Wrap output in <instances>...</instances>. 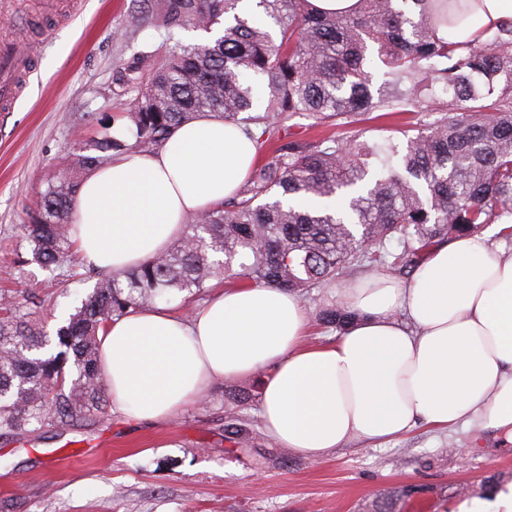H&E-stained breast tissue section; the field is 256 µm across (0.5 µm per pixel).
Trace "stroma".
I'll use <instances>...</instances> for the list:
<instances>
[{
  "label": "stroma",
  "instance_id": "stroma-1",
  "mask_svg": "<svg viewBox=\"0 0 512 512\" xmlns=\"http://www.w3.org/2000/svg\"><path fill=\"white\" fill-rule=\"evenodd\" d=\"M133 0H0V44L32 50L18 72L22 95L0 112V296L36 297L41 324L55 332L90 292L72 272V255L51 267L29 259L22 226L72 148L93 144L100 120L128 99L115 83L134 51L159 49L148 26L132 47L115 37ZM248 395L252 429L257 379L219 381L197 406L169 421L140 424L106 407L74 427L0 438V512H461L474 497L493 499L512 485V443L476 429L419 426L398 439L351 440L314 461L271 446L254 468L224 439L228 392Z\"/></svg>",
  "mask_w": 512,
  "mask_h": 512
}]
</instances>
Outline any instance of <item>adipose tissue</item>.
<instances>
[{
  "mask_svg": "<svg viewBox=\"0 0 512 512\" xmlns=\"http://www.w3.org/2000/svg\"><path fill=\"white\" fill-rule=\"evenodd\" d=\"M510 22L512 0H483L448 38ZM259 155L240 127L206 116L154 152L91 170L74 202L84 262L121 272L165 250L187 214L238 193ZM339 292L358 317L320 346L305 341L311 309L274 287L218 290L188 318L160 305L114 319L98 333L112 404L127 420L159 423L219 380L258 375L263 434L312 460L422 424L512 441V253L460 237L431 246L407 281L382 273Z\"/></svg>",
  "mask_w": 512,
  "mask_h": 512,
  "instance_id": "ef3b65f1",
  "label": "adipose tissue"
}]
</instances>
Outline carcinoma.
<instances>
[{
    "label": "carcinoma",
    "mask_w": 512,
    "mask_h": 512,
    "mask_svg": "<svg viewBox=\"0 0 512 512\" xmlns=\"http://www.w3.org/2000/svg\"><path fill=\"white\" fill-rule=\"evenodd\" d=\"M122 38L150 23L166 32L161 51H141L118 71L129 96L119 123L89 153L73 149L68 178L49 184L24 225L34 261L61 262L74 245L73 201L84 175L126 152L160 148L203 115L239 124L265 148L284 121L305 112L314 125L362 117L439 112L413 127L404 148L347 137L289 141L258 163L236 197L190 214L163 253L96 281L51 337L33 302L0 310V437L30 425H69L100 413L109 393L98 332L114 318L174 292L196 294L213 279L249 281L299 295L328 288L353 266L409 274L435 243L474 236L512 217V23L480 30L477 44L442 29L464 25L476 0H359L354 14L319 11L309 0H136ZM218 32L186 43L175 30ZM386 67L372 91V56ZM318 320L342 329L341 303ZM233 400L224 439L264 466L256 432L238 423Z\"/></svg>",
    "instance_id": "carcinoma-1"
}]
</instances>
